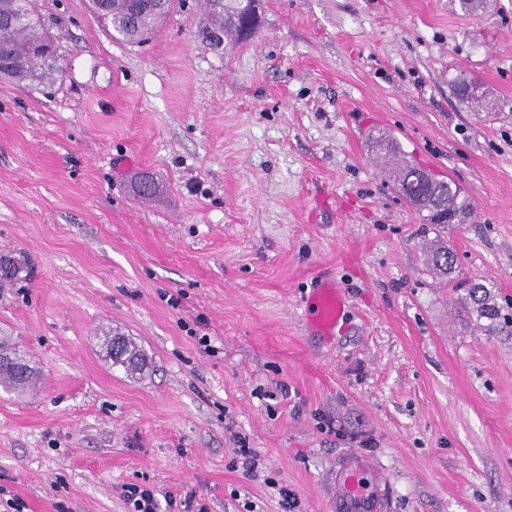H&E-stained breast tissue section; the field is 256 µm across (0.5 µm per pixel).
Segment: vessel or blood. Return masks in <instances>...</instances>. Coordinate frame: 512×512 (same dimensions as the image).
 <instances>
[{"instance_id": "1", "label": "vessel or blood", "mask_w": 512, "mask_h": 512, "mask_svg": "<svg viewBox=\"0 0 512 512\" xmlns=\"http://www.w3.org/2000/svg\"><path fill=\"white\" fill-rule=\"evenodd\" d=\"M345 304L335 286L317 288L308 316L322 335L333 334ZM389 476L385 470L355 452L342 455L332 474V512H389Z\"/></svg>"}]
</instances>
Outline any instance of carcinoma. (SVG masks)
I'll return each mask as SVG.
<instances>
[{
  "instance_id": "cac0c4a2",
  "label": "carcinoma",
  "mask_w": 512,
  "mask_h": 512,
  "mask_svg": "<svg viewBox=\"0 0 512 512\" xmlns=\"http://www.w3.org/2000/svg\"><path fill=\"white\" fill-rule=\"evenodd\" d=\"M254 0H207L214 16L211 37L221 42L228 33H245L244 21ZM107 13L102 21L111 25L123 40L137 43L153 34L162 18L169 13L173 0H164L159 10L147 0H105ZM46 40L36 7V0H0V80L24 85L41 84L60 72L57 64H49L40 53ZM379 148L392 159L388 172L397 191L419 212L425 224H446L445 214H454L455 222L464 223L473 214L472 204L453 182L428 176L420 178L422 169L395 155L396 148L387 137H379ZM431 270L444 278L454 270V256L448 247L437 246L427 253ZM472 302L471 321L488 328L511 329L512 318L500 319L490 286L474 281L469 286ZM104 347L112 365L134 374L146 365V357L122 336H104ZM33 374L26 357L3 338L0 339V388L6 392L24 393L32 388Z\"/></svg>"
}]
</instances>
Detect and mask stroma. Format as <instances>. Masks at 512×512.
<instances>
[{"mask_svg":"<svg viewBox=\"0 0 512 512\" xmlns=\"http://www.w3.org/2000/svg\"><path fill=\"white\" fill-rule=\"evenodd\" d=\"M38 5L62 76L0 81V252L31 271L0 283V336L36 379L0 390V512H131L132 484L160 512H283L282 486L330 512L348 450L389 471L391 512H512V332L470 324L466 291L512 315V0H255L218 47L206 0L143 44L87 0ZM383 133L471 197L467 223L422 222ZM326 279L330 338L305 314ZM427 263L431 270L442 278L448 277L454 270V256L446 246H437L429 250ZM103 344L112 366H120L125 372L134 374L142 371L146 365V357L140 350L122 336H103Z\"/></svg>","mask_w":512,"mask_h":512,"instance_id":"obj_1","label":"stroma"}]
</instances>
